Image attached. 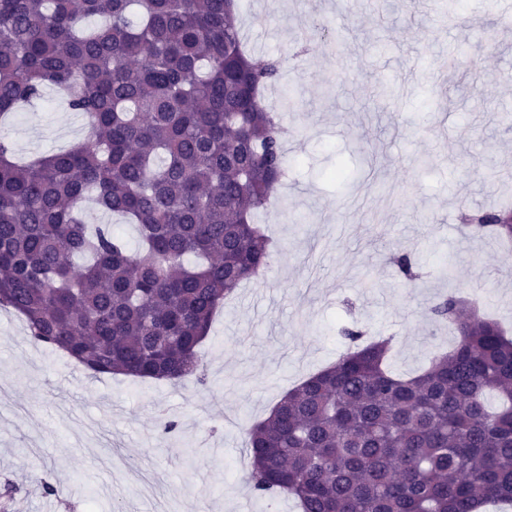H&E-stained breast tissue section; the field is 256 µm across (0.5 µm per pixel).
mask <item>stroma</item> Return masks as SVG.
Instances as JSON below:
<instances>
[{
  "label": "stroma",
  "mask_w": 512,
  "mask_h": 512,
  "mask_svg": "<svg viewBox=\"0 0 512 512\" xmlns=\"http://www.w3.org/2000/svg\"><path fill=\"white\" fill-rule=\"evenodd\" d=\"M279 2L239 0L246 49L281 61L298 102L283 114L288 179L257 215L275 242L265 277L216 314L202 385L91 375L0 309V512H298L253 494L247 431L336 362L342 328L391 338L397 373L453 345L429 312L440 296L476 297L512 330V248L460 221L512 202V0H461L449 17L441 0ZM56 94L5 127L17 154L84 139Z\"/></svg>",
  "instance_id": "35a3bbf8"
}]
</instances>
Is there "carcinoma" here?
<instances>
[{
	"instance_id": "cac0c4a2",
	"label": "carcinoma",
	"mask_w": 512,
	"mask_h": 512,
	"mask_svg": "<svg viewBox=\"0 0 512 512\" xmlns=\"http://www.w3.org/2000/svg\"><path fill=\"white\" fill-rule=\"evenodd\" d=\"M235 0H0V120L55 86L77 145L20 162L0 135V306L97 374L202 381L216 310L270 265L255 214L287 174ZM137 226L134 256L82 201ZM470 223L512 239V209ZM457 332L411 376L347 350L248 431L259 497L301 512H483L512 501V338L454 295Z\"/></svg>"
}]
</instances>
